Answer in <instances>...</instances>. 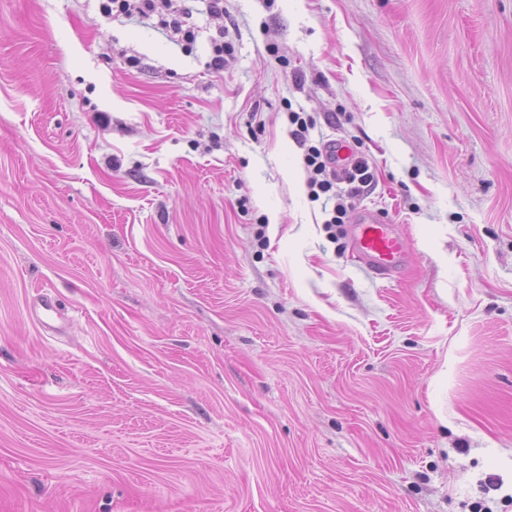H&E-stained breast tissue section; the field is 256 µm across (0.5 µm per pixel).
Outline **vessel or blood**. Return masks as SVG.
Returning <instances> with one entry per match:
<instances>
[{"label": "vessel or blood", "instance_id": "1", "mask_svg": "<svg viewBox=\"0 0 512 512\" xmlns=\"http://www.w3.org/2000/svg\"><path fill=\"white\" fill-rule=\"evenodd\" d=\"M346 236L363 266L376 276L392 278L405 268L408 254L396 227L383 214L359 210L345 227ZM34 318L42 326L62 329L66 319L56 301L40 296L34 307Z\"/></svg>", "mask_w": 512, "mask_h": 512}]
</instances>
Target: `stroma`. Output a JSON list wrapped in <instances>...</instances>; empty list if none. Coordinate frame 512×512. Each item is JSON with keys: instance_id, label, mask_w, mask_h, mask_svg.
Listing matches in <instances>:
<instances>
[{"instance_id": "obj_1", "label": "stroma", "mask_w": 512, "mask_h": 512, "mask_svg": "<svg viewBox=\"0 0 512 512\" xmlns=\"http://www.w3.org/2000/svg\"><path fill=\"white\" fill-rule=\"evenodd\" d=\"M192 21L0 0V512H512V0ZM292 111L375 167L399 277L329 237ZM228 30L219 28L215 35L210 37V61L207 63L208 68L213 72L224 70V55L233 52L234 47L231 41L226 40ZM34 318L41 325L52 329L66 328V319L56 301L49 295L40 296L34 306Z\"/></svg>"}]
</instances>
